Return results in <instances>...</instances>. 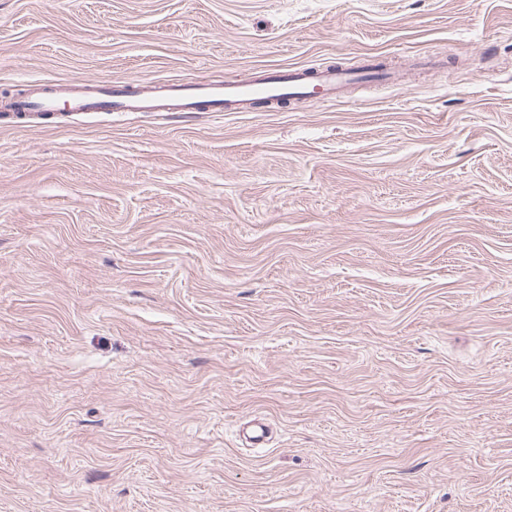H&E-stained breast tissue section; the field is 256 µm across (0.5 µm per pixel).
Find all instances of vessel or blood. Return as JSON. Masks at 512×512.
I'll list each match as a JSON object with an SVG mask.
<instances>
[{
  "label": "vessel or blood",
  "mask_w": 512,
  "mask_h": 512,
  "mask_svg": "<svg viewBox=\"0 0 512 512\" xmlns=\"http://www.w3.org/2000/svg\"><path fill=\"white\" fill-rule=\"evenodd\" d=\"M391 78L386 68L367 66L354 71L337 68L322 72L292 67L262 71L234 84L168 81L148 90L122 81L93 87L35 81L25 94L0 101V112L37 115L55 111L61 102L75 112H247L261 102L310 92L333 101L345 97L357 83Z\"/></svg>",
  "instance_id": "b4317fda"
}]
</instances>
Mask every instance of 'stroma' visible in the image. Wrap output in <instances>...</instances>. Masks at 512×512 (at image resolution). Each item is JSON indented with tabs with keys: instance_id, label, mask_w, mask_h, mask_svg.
<instances>
[{
	"instance_id": "stroma-1",
	"label": "stroma",
	"mask_w": 512,
	"mask_h": 512,
	"mask_svg": "<svg viewBox=\"0 0 512 512\" xmlns=\"http://www.w3.org/2000/svg\"><path fill=\"white\" fill-rule=\"evenodd\" d=\"M417 58L0 121V512H512V0H0V91ZM359 70L337 68L312 72L306 68L261 71L234 84H202L168 81L144 90L139 84L114 81L88 87L83 84H45L34 81L28 91L0 101L1 113L55 112L62 101L74 112H248L259 102L319 94L327 101L345 97L363 81H389L384 66ZM206 104L203 108L201 105Z\"/></svg>"
}]
</instances>
